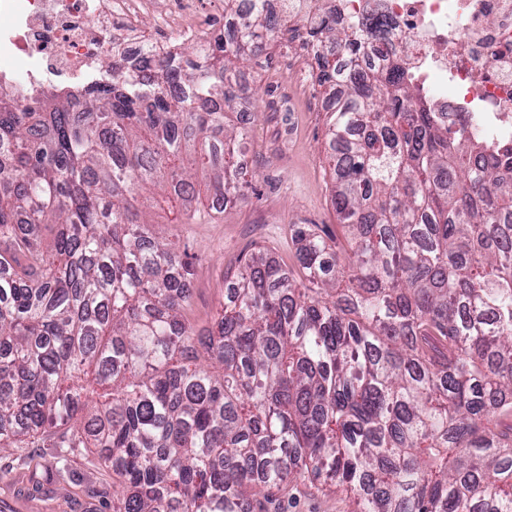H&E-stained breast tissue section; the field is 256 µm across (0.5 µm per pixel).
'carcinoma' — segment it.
<instances>
[{
  "mask_svg": "<svg viewBox=\"0 0 512 512\" xmlns=\"http://www.w3.org/2000/svg\"><path fill=\"white\" fill-rule=\"evenodd\" d=\"M224 0L207 45L112 52L100 80L0 98V452L60 428L112 467V512H248L312 479L356 512H512V146L448 138L397 60L336 12L322 47L341 245L296 224L305 276L259 252L204 336L182 317L192 261L157 236L143 191L199 178L235 204L240 64L281 25ZM56 226L46 241L41 228Z\"/></svg>",
  "mask_w": 512,
  "mask_h": 512,
  "instance_id": "1",
  "label": "carcinoma"
}]
</instances>
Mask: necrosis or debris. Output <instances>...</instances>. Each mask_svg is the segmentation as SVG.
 I'll return each mask as SVG.
<instances>
[{
    "label": "necrosis or debris",
    "instance_id": "obj_1",
    "mask_svg": "<svg viewBox=\"0 0 512 512\" xmlns=\"http://www.w3.org/2000/svg\"><path fill=\"white\" fill-rule=\"evenodd\" d=\"M153 0H0V76L18 108L43 77H95L112 51V25L130 37ZM201 0H173L159 21L164 50L209 41ZM349 21L379 12L391 21L386 48L461 143L512 145V0H336Z\"/></svg>",
    "mask_w": 512,
    "mask_h": 512
}]
</instances>
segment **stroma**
I'll list each match as a JSON object with an SVG mask.
<instances>
[{
    "label": "stroma",
    "instance_id": "1",
    "mask_svg": "<svg viewBox=\"0 0 512 512\" xmlns=\"http://www.w3.org/2000/svg\"><path fill=\"white\" fill-rule=\"evenodd\" d=\"M315 57L288 60V40L275 34L246 61L236 106L253 113L247 127L249 151L241 164L253 176L251 191L214 219L171 224L153 212L157 232L185 245L193 256L190 299L183 310L196 333L216 322L233 275L257 250L281 266L299 268L292 227L307 224L324 238L344 237L331 203L333 173L327 157V115L308 104L317 94ZM55 431L30 440L27 448L0 454V512H101L112 500V471L97 456L74 457L77 484L35 487L32 462L49 468ZM340 491H323L311 481H294L269 497L258 498L252 512H354Z\"/></svg>",
    "mask_w": 512,
    "mask_h": 512
}]
</instances>
